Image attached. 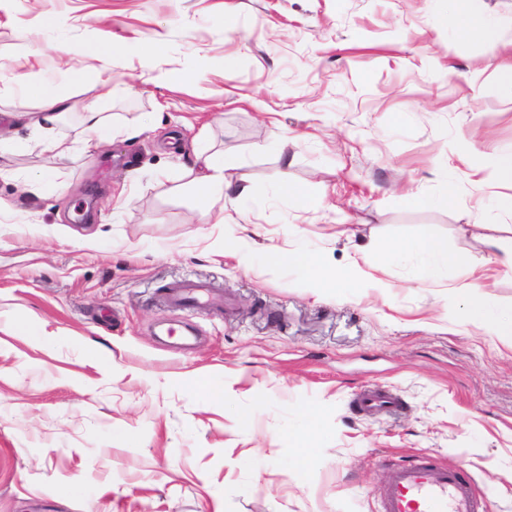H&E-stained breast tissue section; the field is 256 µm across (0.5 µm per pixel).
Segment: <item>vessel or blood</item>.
Returning a JSON list of instances; mask_svg holds the SVG:
<instances>
[{
  "mask_svg": "<svg viewBox=\"0 0 512 512\" xmlns=\"http://www.w3.org/2000/svg\"><path fill=\"white\" fill-rule=\"evenodd\" d=\"M165 302L173 308L219 310L224 294L203 282L183 281L169 288ZM357 405L365 413L383 414L395 411L400 401L389 392L365 390L358 395ZM378 505V512H488L464 470L443 465L431 455L395 464L378 494Z\"/></svg>",
  "mask_w": 512,
  "mask_h": 512,
  "instance_id": "vessel-or-blood-1",
  "label": "vessel or blood"
}]
</instances>
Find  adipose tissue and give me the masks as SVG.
Here are the masks:
<instances>
[{
  "label": "adipose tissue",
  "mask_w": 512,
  "mask_h": 512,
  "mask_svg": "<svg viewBox=\"0 0 512 512\" xmlns=\"http://www.w3.org/2000/svg\"><path fill=\"white\" fill-rule=\"evenodd\" d=\"M452 26L459 43L465 44L478 37L490 44L512 50L511 34H505L465 8H457L452 16ZM74 95V90L68 89L64 84L26 82L20 94L21 99L33 98L40 101L42 110L37 114L21 110L12 113L11 118L17 124L37 128L44 136L47 149L54 151L58 157H66L67 147L54 137L53 132L63 115L71 108ZM238 164V158L231 155L197 154L196 166L190 171L189 184L194 191V207L198 213L207 215L212 212L218 193L224 189L225 171L236 168ZM399 257L410 262L415 277L420 280L429 277L436 269L448 268L453 264L447 244L429 235L392 245L387 254L388 260Z\"/></svg>",
  "instance_id": "ef3b65f1"
}]
</instances>
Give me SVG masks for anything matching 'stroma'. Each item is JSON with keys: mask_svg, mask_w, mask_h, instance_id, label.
Segmentation results:
<instances>
[{"mask_svg": "<svg viewBox=\"0 0 512 512\" xmlns=\"http://www.w3.org/2000/svg\"><path fill=\"white\" fill-rule=\"evenodd\" d=\"M451 10L0 0V129L22 81L80 69L112 86L73 98L56 126L67 159L24 129L25 147L0 153V512H377L392 465L422 454L512 512V348L454 293L484 261L485 301L512 307V271L484 244L493 224L512 247V188L492 178L512 152V92L500 51L459 44ZM100 29L114 50L86 53ZM177 71L195 77L170 83ZM89 103L114 133L87 153ZM199 151L240 162L221 224L194 210ZM36 177L40 196L23 193ZM423 233L447 242V276L399 261L385 287L319 291L273 260L301 248L342 271ZM187 279L229 307H166ZM164 321L191 326L194 349L160 343ZM367 389L400 408L360 413Z\"/></svg>", "mask_w": 512, "mask_h": 512, "instance_id": "35a3bbf8", "label": "stroma"}]
</instances>
